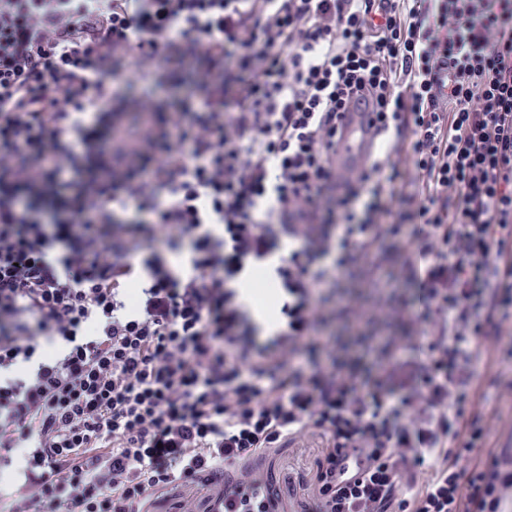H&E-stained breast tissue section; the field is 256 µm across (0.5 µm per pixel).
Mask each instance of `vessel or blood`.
Segmentation results:
<instances>
[{
	"label": "vessel or blood",
	"instance_id": "obj_1",
	"mask_svg": "<svg viewBox=\"0 0 512 512\" xmlns=\"http://www.w3.org/2000/svg\"><path fill=\"white\" fill-rule=\"evenodd\" d=\"M369 114L362 94H355L351 103L336 116L339 137L336 141V172L347 175L352 166L366 159L375 149V142L366 133ZM368 461L359 452L347 451L337 466V486H345L348 479L359 476Z\"/></svg>",
	"mask_w": 512,
	"mask_h": 512
}]
</instances>
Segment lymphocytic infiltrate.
<instances>
[{
    "instance_id": "lymphocytic-infiltrate-1",
    "label": "lymphocytic infiltrate",
    "mask_w": 512,
    "mask_h": 512,
    "mask_svg": "<svg viewBox=\"0 0 512 512\" xmlns=\"http://www.w3.org/2000/svg\"><path fill=\"white\" fill-rule=\"evenodd\" d=\"M193 63L199 94L130 93ZM358 90L380 147L340 181ZM351 274L368 304L335 302ZM335 320L398 329L347 364ZM492 332L512 0H0V512H150L198 483L210 512H281L250 461L308 435L318 512H505L506 456L473 457ZM349 449L369 470L340 489Z\"/></svg>"
}]
</instances>
